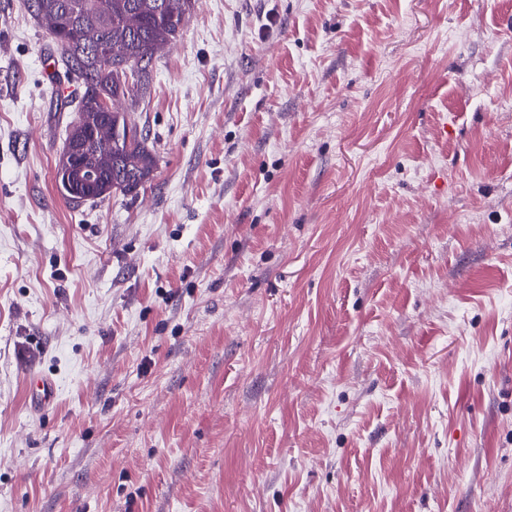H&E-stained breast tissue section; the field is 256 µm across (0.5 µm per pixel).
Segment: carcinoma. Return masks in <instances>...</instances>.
Returning a JSON list of instances; mask_svg holds the SVG:
<instances>
[{
	"label": "carcinoma",
	"instance_id": "carcinoma-1",
	"mask_svg": "<svg viewBox=\"0 0 512 512\" xmlns=\"http://www.w3.org/2000/svg\"><path fill=\"white\" fill-rule=\"evenodd\" d=\"M31 2L26 0L27 10L51 33L58 58L69 75L77 63V46L67 48L64 40L76 37L79 29L89 28L98 37L123 47V54L112 58L109 70L85 63L77 119L67 144L82 146V163L100 170V183L92 198L117 192L137 194L150 179L155 158L125 113L107 109L105 101L145 91V78L158 49L181 35L199 0H37L40 7L36 10ZM131 76L137 78L134 86L129 85ZM96 124L111 128L109 138L83 144L87 129Z\"/></svg>",
	"mask_w": 512,
	"mask_h": 512
}]
</instances>
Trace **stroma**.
<instances>
[{
    "instance_id": "stroma-1",
    "label": "stroma",
    "mask_w": 512,
    "mask_h": 512,
    "mask_svg": "<svg viewBox=\"0 0 512 512\" xmlns=\"http://www.w3.org/2000/svg\"><path fill=\"white\" fill-rule=\"evenodd\" d=\"M52 47L0 0V512H512V0H200L81 202Z\"/></svg>"
}]
</instances>
